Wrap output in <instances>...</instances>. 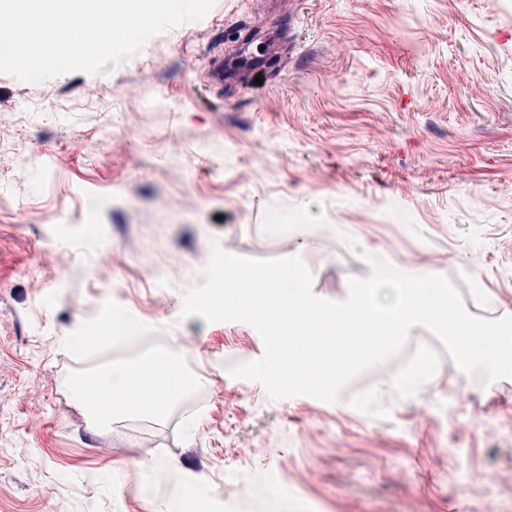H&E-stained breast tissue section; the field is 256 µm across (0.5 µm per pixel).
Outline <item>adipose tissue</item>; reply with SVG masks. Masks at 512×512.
I'll return each instance as SVG.
<instances>
[{
  "mask_svg": "<svg viewBox=\"0 0 512 512\" xmlns=\"http://www.w3.org/2000/svg\"><path fill=\"white\" fill-rule=\"evenodd\" d=\"M168 382L165 395L158 399L127 400L123 394L131 381V374L125 369H111L101 374L97 384V394L92 403L87 404L89 415L101 423L111 422L123 413H137L154 418H162L171 404L186 390L188 379L178 365H171L164 374Z\"/></svg>",
  "mask_w": 512,
  "mask_h": 512,
  "instance_id": "1",
  "label": "adipose tissue"
}]
</instances>
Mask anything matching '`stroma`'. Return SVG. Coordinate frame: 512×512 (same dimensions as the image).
<instances>
[{"label":"stroma","instance_id":"stroma-1","mask_svg":"<svg viewBox=\"0 0 512 512\" xmlns=\"http://www.w3.org/2000/svg\"><path fill=\"white\" fill-rule=\"evenodd\" d=\"M215 245L300 256L323 299L376 257L511 316L512 0H215L98 74H0V512H512V378L443 355L271 399L229 373L254 328L182 315ZM160 351L207 409L72 400Z\"/></svg>","mask_w":512,"mask_h":512}]
</instances>
